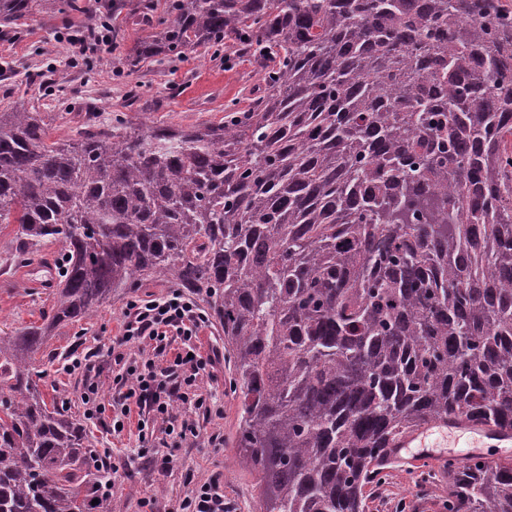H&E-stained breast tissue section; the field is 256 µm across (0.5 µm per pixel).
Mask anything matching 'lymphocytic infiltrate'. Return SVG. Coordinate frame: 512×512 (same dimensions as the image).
<instances>
[{
	"mask_svg": "<svg viewBox=\"0 0 512 512\" xmlns=\"http://www.w3.org/2000/svg\"><path fill=\"white\" fill-rule=\"evenodd\" d=\"M124 317L120 335L110 339L106 350L105 360L116 371V395L112 405H104L99 400L97 377L105 360L99 361L87 354L71 358L64 369L81 372L87 380L83 397L87 418H96L109 409L113 412V425H125L133 417L138 419V438L143 447L137 457L143 465L163 472L170 469L172 455L151 452L146 447L147 442L157 432L165 434L176 445L197 436L196 423L180 418L173 407L182 402L203 418L212 416L214 396L201 389L199 379L208 367L223 361L224 354L217 348L206 357L198 354L195 342L209 327V314L196 298L178 290L158 298L130 300ZM176 341L181 342L182 347L168 366H157L154 359L146 360L139 368L127 363L125 349L128 346L149 348L158 356L166 354ZM176 512H227L219 477L194 482Z\"/></svg>",
	"mask_w": 512,
	"mask_h": 512,
	"instance_id": "lymphocytic-infiltrate-1",
	"label": "lymphocytic infiltrate"
}]
</instances>
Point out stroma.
I'll list each match as a JSON object with an SVG mask.
<instances>
[{
    "label": "stroma",
    "mask_w": 512,
    "mask_h": 512,
    "mask_svg": "<svg viewBox=\"0 0 512 512\" xmlns=\"http://www.w3.org/2000/svg\"><path fill=\"white\" fill-rule=\"evenodd\" d=\"M56 0L52 10L33 9L9 23L0 22V109L7 104H39L44 112H69L73 119L55 130L58 138L76 137L86 117L106 126L112 116L128 121L192 125L223 121L228 108L249 104V91L257 84V65L252 57L231 54L224 47L200 48L185 57L159 62L153 59L129 68L124 59L151 35L137 5L139 0ZM111 19L118 36L112 49L87 56L71 44L74 35H88L91 25ZM16 225L0 224V334L40 321L51 305V289L31 285L26 268L5 262ZM125 303L105 305L97 317L55 330L43 349L49 373L43 392L46 400L66 403L70 413L83 416L81 373L60 372V364L72 352H86L100 341L119 335ZM215 378H203V389L213 391L221 415L200 420L197 438L185 443L165 472L146 468L132 460L138 446L135 431L107 434L104 425L90 426L95 448H116L120 454L112 480V499L121 512H141L140 501L155 498L156 512H173L188 487L186 475L202 480L220 474L224 500L230 512H260L259 476L241 460L236 446L238 401L229 391L231 362L215 370ZM224 435L223 447L209 444L212 432ZM448 475L439 463L413 464L393 459L376 477L369 494L368 512H448Z\"/></svg>",
    "instance_id": "stroma-1"
}]
</instances>
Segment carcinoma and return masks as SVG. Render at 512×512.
Listing matches in <instances>:
<instances>
[{
	"label": "carcinoma",
	"mask_w": 512,
	"mask_h": 512,
	"mask_svg": "<svg viewBox=\"0 0 512 512\" xmlns=\"http://www.w3.org/2000/svg\"><path fill=\"white\" fill-rule=\"evenodd\" d=\"M164 2L140 0L160 30L127 66L231 40L262 71L246 110L71 140L64 112L0 111L11 261L62 259L41 322L0 335V512H112L37 355L150 283L224 332L262 512H365L397 436L512 426V4ZM448 492V512H512V463L450 460Z\"/></svg>",
	"instance_id": "carcinoma-1"
}]
</instances>
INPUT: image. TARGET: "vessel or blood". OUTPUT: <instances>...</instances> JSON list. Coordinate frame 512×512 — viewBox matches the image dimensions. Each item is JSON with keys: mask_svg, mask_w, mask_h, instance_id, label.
Masks as SVG:
<instances>
[{"mask_svg": "<svg viewBox=\"0 0 512 512\" xmlns=\"http://www.w3.org/2000/svg\"><path fill=\"white\" fill-rule=\"evenodd\" d=\"M396 458H411L412 462L425 460L434 448L465 449L466 459H484L485 448L512 446V431L477 422L451 419L428 423L413 432L400 435L394 442Z\"/></svg>", "mask_w": 512, "mask_h": 512, "instance_id": "vessel-or-blood-1", "label": "vessel or blood"}]
</instances>
